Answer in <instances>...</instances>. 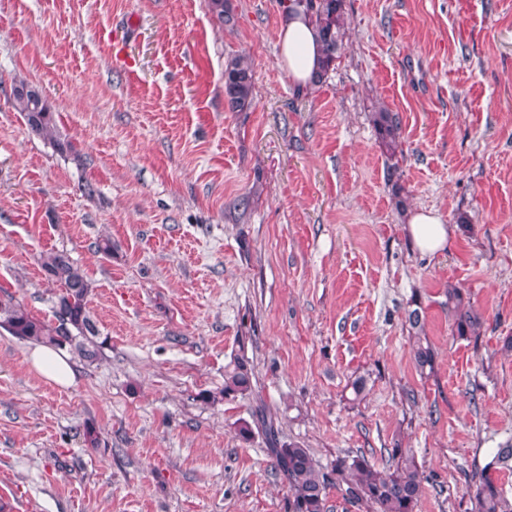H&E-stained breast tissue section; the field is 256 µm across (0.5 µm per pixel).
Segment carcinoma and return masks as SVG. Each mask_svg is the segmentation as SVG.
<instances>
[{"label": "carcinoma", "mask_w": 512, "mask_h": 512, "mask_svg": "<svg viewBox=\"0 0 512 512\" xmlns=\"http://www.w3.org/2000/svg\"><path fill=\"white\" fill-rule=\"evenodd\" d=\"M316 26L322 42L323 65L313 86L322 85L341 56L345 35V0H290ZM216 20L231 28L235 19L230 0H209ZM254 82L250 63L241 56L229 58L224 64V103L231 112H246L254 102ZM14 107L24 115L29 129L49 139L61 152L71 148L61 138L48 102L27 90L22 84L14 93ZM376 134L389 158L396 156L400 126L395 113L385 107L371 115ZM47 279L59 285L53 305V322H46L16 302L12 295H0V328L21 340L48 344L54 348L70 347V351L88 364L96 362L105 344L88 309L93 285L64 251H51L41 257ZM448 314L452 318L453 335L459 340L479 338L484 316L465 300L457 288L448 289ZM414 361L420 371L433 368L434 353L430 345L416 341ZM251 387V372L239 363L224 380V395L243 392ZM269 445L276 473L288 484L290 512H326L327 474L321 472L308 449L297 443H282L274 422L258 409L253 413ZM395 468L389 473L377 471L364 456L336 459V475L346 482L348 500L364 504L376 512H416L422 492V473L414 457L392 449ZM512 445L498 450L494 460L471 476L475 484L472 512H512V504L491 474L495 465H508Z\"/></svg>", "instance_id": "cac0c4a2"}]
</instances>
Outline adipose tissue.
<instances>
[{
	"instance_id": "1",
	"label": "adipose tissue",
	"mask_w": 512,
	"mask_h": 512,
	"mask_svg": "<svg viewBox=\"0 0 512 512\" xmlns=\"http://www.w3.org/2000/svg\"><path fill=\"white\" fill-rule=\"evenodd\" d=\"M281 60L292 81L301 88L311 85L322 65L319 34L300 12L283 11L278 25ZM453 226L442 222L435 212L418 210L408 217L405 234L420 253L434 256L444 252L454 235ZM32 366L43 376L61 386L71 385L75 372L69 358L55 349L37 345L30 350Z\"/></svg>"
}]
</instances>
